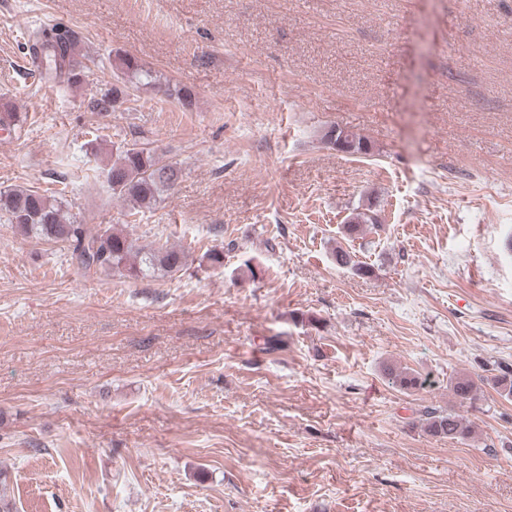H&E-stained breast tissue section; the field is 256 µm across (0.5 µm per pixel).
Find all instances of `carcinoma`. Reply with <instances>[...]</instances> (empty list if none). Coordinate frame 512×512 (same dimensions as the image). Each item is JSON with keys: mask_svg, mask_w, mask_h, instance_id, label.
I'll return each instance as SVG.
<instances>
[{"mask_svg": "<svg viewBox=\"0 0 512 512\" xmlns=\"http://www.w3.org/2000/svg\"><path fill=\"white\" fill-rule=\"evenodd\" d=\"M28 41L44 56L45 70L55 78L62 74L51 66V59L61 63L79 61L78 39L68 29L57 24H43L28 31ZM112 87L93 101V108L100 112L115 110L130 100L132 92L142 85L158 82V77L143 69L139 60L129 54L117 53L109 59ZM109 178L108 190L112 196L128 201L135 210L149 209L159 195L172 188L181 177V169L162 161L150 150L134 143L118 149L117 158L105 168ZM362 222L345 225L347 235L364 234L369 225L377 223L371 211L360 212ZM0 218L16 225L23 233L37 238L64 243L71 250V259L86 271L118 273L137 278L149 273L173 275L186 266L184 251L164 245L144 249L129 234L100 224H76L70 221L55 197L37 190L12 188L0 190ZM336 265L366 275L370 268L353 261L349 252L339 248L335 253ZM389 383L403 390L422 388L424 381L404 368L388 365L384 369ZM450 388L464 405L476 400L477 384L467 374L450 379ZM421 427L434 437L463 440L475 433V426L463 416L436 407H426L421 414Z\"/></svg>", "mask_w": 512, "mask_h": 512, "instance_id": "carcinoma-1", "label": "carcinoma"}]
</instances>
